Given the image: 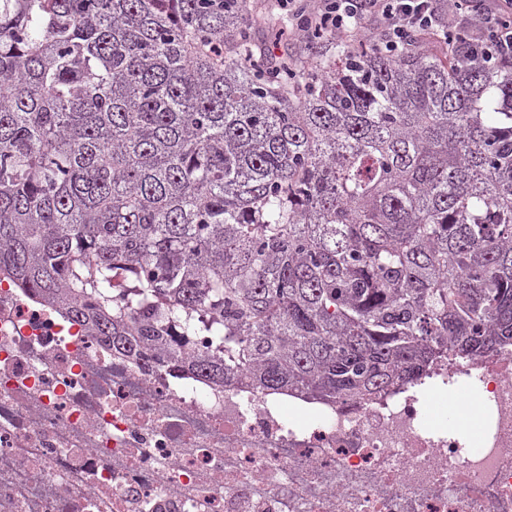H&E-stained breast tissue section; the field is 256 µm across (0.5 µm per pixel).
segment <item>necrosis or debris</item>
<instances>
[{
  "label": "necrosis or debris",
  "instance_id": "obj_1",
  "mask_svg": "<svg viewBox=\"0 0 512 512\" xmlns=\"http://www.w3.org/2000/svg\"><path fill=\"white\" fill-rule=\"evenodd\" d=\"M466 390L475 426L438 405ZM0 512H512V353L370 403L178 379L0 268Z\"/></svg>",
  "mask_w": 512,
  "mask_h": 512
}]
</instances>
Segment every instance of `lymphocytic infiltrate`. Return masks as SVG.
Returning a JSON list of instances; mask_svg holds the SVG:
<instances>
[{
  "label": "lymphocytic infiltrate",
  "mask_w": 512,
  "mask_h": 512,
  "mask_svg": "<svg viewBox=\"0 0 512 512\" xmlns=\"http://www.w3.org/2000/svg\"><path fill=\"white\" fill-rule=\"evenodd\" d=\"M366 10L381 18L382 44L390 53L401 51L413 32L443 22L448 25L449 45L466 41L491 59L502 51L512 52V0H498L488 9L474 6L472 0H321L318 12L306 17L305 27L318 37L338 36Z\"/></svg>",
  "instance_id": "lymphocytic-infiltrate-1"
}]
</instances>
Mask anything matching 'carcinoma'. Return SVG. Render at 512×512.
Returning a JSON list of instances; mask_svg holds the SVG:
<instances>
[{
  "label": "carcinoma",
  "mask_w": 512,
  "mask_h": 512,
  "mask_svg": "<svg viewBox=\"0 0 512 512\" xmlns=\"http://www.w3.org/2000/svg\"><path fill=\"white\" fill-rule=\"evenodd\" d=\"M245 8L0 0V266L221 387L373 401L512 349V58L258 60Z\"/></svg>",
  "instance_id": "obj_1"
}]
</instances>
